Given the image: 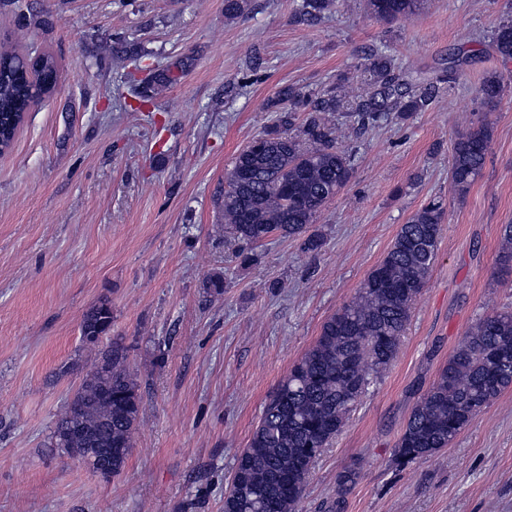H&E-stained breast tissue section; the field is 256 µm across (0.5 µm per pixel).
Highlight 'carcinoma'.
I'll return each mask as SVG.
<instances>
[{
	"label": "carcinoma",
	"mask_w": 512,
	"mask_h": 512,
	"mask_svg": "<svg viewBox=\"0 0 512 512\" xmlns=\"http://www.w3.org/2000/svg\"><path fill=\"white\" fill-rule=\"evenodd\" d=\"M375 18L393 22L417 14L421 0H366ZM333 6V0H303V20L312 22ZM492 46L505 62L512 61V18L501 20ZM44 75L27 84L18 74L25 63ZM409 82L392 56L378 53L363 66L365 94L349 96L343 85L308 105L292 86L279 89L272 106L274 125L239 151L227 172L224 191V230L244 245L243 263L258 260L251 247L277 232L295 238L307 231L324 205L346 185L352 173L350 158L336 148L338 125L334 114L364 129L392 115L402 119L425 110L438 96L439 84ZM54 58L15 53L0 56V135L10 148L17 127L15 117L29 103L51 93L57 83ZM172 81V70L154 72L134 89L136 112L149 106L148 90ZM503 77L492 73L480 89L486 103L497 101ZM310 108L302 128L293 129L295 112ZM492 126L484 118L464 121L455 132L449 173L455 193L465 194L485 165ZM442 200L433 198L419 208L400 230L383 260L360 284L355 297L329 316L314 344L269 395L250 442L236 458L224 512H297L306 483L323 448L342 430L353 407L394 358L409 325L413 305L425 288L437 256L444 219ZM498 261L512 270V224L501 229ZM112 373H102L97 360L75 391L79 413L67 404L54 432L73 417L89 430L112 435V474L126 466L142 397L138 376L126 347L115 341ZM512 388V310L479 317L465 332L448 362L412 409L393 448L397 467L428 459L457 438L472 420L502 393ZM353 468L336 477V499L328 512H341L355 486Z\"/></svg>",
	"instance_id": "carcinoma-1"
}]
</instances>
